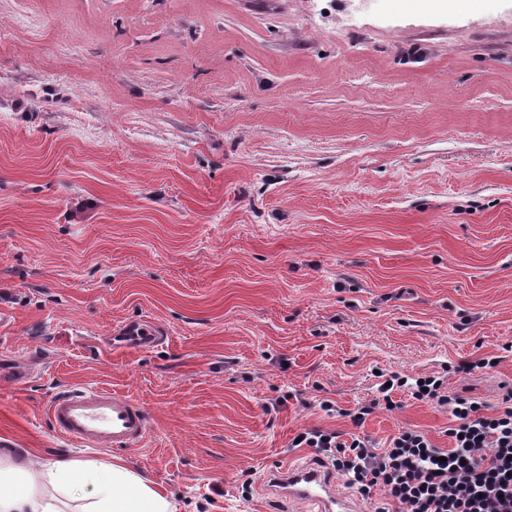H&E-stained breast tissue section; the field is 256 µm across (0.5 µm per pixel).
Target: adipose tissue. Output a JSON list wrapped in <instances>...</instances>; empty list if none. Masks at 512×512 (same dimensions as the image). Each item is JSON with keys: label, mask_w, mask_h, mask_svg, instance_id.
<instances>
[{"label": "adipose tissue", "mask_w": 512, "mask_h": 512, "mask_svg": "<svg viewBox=\"0 0 512 512\" xmlns=\"http://www.w3.org/2000/svg\"><path fill=\"white\" fill-rule=\"evenodd\" d=\"M91 486L80 512H177L161 487L123 461L87 463L75 458L34 463L29 453L0 451V512H60L54 493Z\"/></svg>", "instance_id": "obj_1"}]
</instances>
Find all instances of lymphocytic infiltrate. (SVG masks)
Instances as JSON below:
<instances>
[{
    "mask_svg": "<svg viewBox=\"0 0 512 512\" xmlns=\"http://www.w3.org/2000/svg\"><path fill=\"white\" fill-rule=\"evenodd\" d=\"M412 395L448 411L449 448L414 430L383 448L320 429L302 432L301 442L330 459L360 495L385 490L399 512H512V395L492 415L482 402L449 393L436 375L422 376Z\"/></svg>",
    "mask_w": 512,
    "mask_h": 512,
    "instance_id": "1",
    "label": "lymphocytic infiltrate"
}]
</instances>
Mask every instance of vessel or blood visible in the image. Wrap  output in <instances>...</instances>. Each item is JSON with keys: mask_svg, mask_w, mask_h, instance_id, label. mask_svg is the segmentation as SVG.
Segmentation results:
<instances>
[{"mask_svg": "<svg viewBox=\"0 0 512 512\" xmlns=\"http://www.w3.org/2000/svg\"><path fill=\"white\" fill-rule=\"evenodd\" d=\"M48 415L59 436L89 448H138L150 428V415L139 402L100 388L55 396ZM264 492L288 500L298 512H361L352 496L335 488L331 476L301 464L269 469Z\"/></svg>", "mask_w": 512, "mask_h": 512, "instance_id": "obj_1", "label": "vessel or blood"}]
</instances>
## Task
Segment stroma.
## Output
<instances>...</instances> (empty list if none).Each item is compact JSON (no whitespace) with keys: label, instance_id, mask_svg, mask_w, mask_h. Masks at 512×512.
<instances>
[{"label":"stroma","instance_id":"obj_1","mask_svg":"<svg viewBox=\"0 0 512 512\" xmlns=\"http://www.w3.org/2000/svg\"><path fill=\"white\" fill-rule=\"evenodd\" d=\"M0 312V440L178 512H287L308 429L450 447L406 389L346 413L380 371L512 392V0H0ZM70 387L145 406L143 447L60 438ZM387 382H391V385H387ZM406 384L407 380L397 375L386 378L379 384L378 390L380 395L378 398L358 404L353 411L347 412L346 416L351 417V421L356 427H362L366 421V417L374 413L375 410L382 405V401L384 402V408L388 410L393 409L395 402L392 399L391 393L396 390L395 387L401 388Z\"/></svg>","mask_w":512,"mask_h":512}]
</instances>
